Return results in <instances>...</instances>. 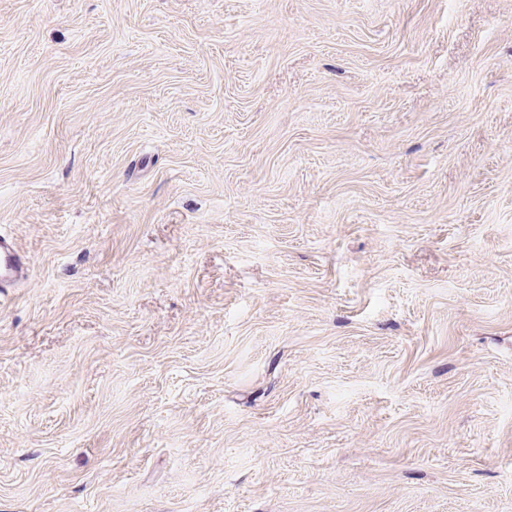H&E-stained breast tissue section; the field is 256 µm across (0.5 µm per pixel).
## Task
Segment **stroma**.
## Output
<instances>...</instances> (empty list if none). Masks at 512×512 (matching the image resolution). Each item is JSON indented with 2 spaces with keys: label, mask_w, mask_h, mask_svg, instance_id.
<instances>
[{
  "label": "stroma",
  "mask_w": 512,
  "mask_h": 512,
  "mask_svg": "<svg viewBox=\"0 0 512 512\" xmlns=\"http://www.w3.org/2000/svg\"><path fill=\"white\" fill-rule=\"evenodd\" d=\"M0 512H512V0H0ZM28 272L26 257L20 254L7 238H0V288L24 278Z\"/></svg>",
  "instance_id": "35a3bbf8"
}]
</instances>
